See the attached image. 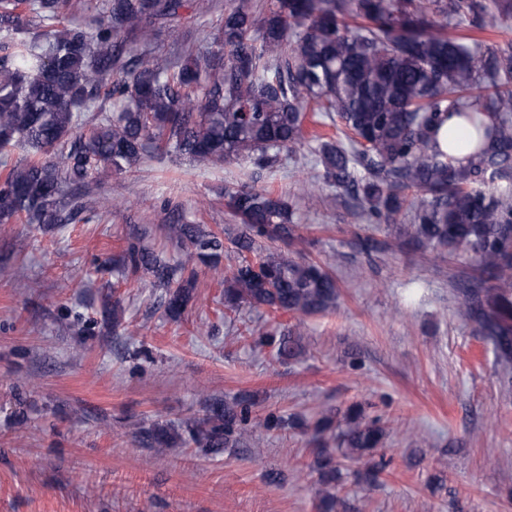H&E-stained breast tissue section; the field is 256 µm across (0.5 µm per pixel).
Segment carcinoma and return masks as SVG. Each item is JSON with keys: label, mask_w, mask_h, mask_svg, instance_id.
<instances>
[{"label": "carcinoma", "mask_w": 512, "mask_h": 512, "mask_svg": "<svg viewBox=\"0 0 512 512\" xmlns=\"http://www.w3.org/2000/svg\"><path fill=\"white\" fill-rule=\"evenodd\" d=\"M73 7L0 0V149L26 150L0 163V224L86 222L89 207L69 189L104 169L131 172L155 152L271 168L309 139L317 172L297 198L335 189L373 224L409 223L415 249L466 256L480 277L456 283V311L512 362V43L488 47L453 33L466 20L498 30L512 0H230L213 46L186 50L174 67L149 52L126 55L124 42L151 41L154 26L179 21L190 0H103L88 22L66 24ZM107 81L108 112L98 104ZM311 104L341 122L347 140L306 137ZM452 117L461 123L447 150L437 134ZM225 196L242 224L230 275L220 271L224 238L184 222L164 225L183 257L167 260L133 240L113 272L151 274L174 320L193 299L201 265L221 276L226 314L247 306L304 318L333 309L336 280L322 265L291 249L258 252L262 241L295 238L288 199L250 183ZM300 335L297 326L253 343L293 359ZM251 405L247 395L216 403L181 433L154 423L140 443L236 448L250 435ZM264 426L304 422L271 415ZM385 437L358 406L342 424L316 421L320 512H336L342 462L371 460L359 481L379 482L385 464L374 456Z\"/></svg>", "instance_id": "carcinoma-1"}]
</instances>
